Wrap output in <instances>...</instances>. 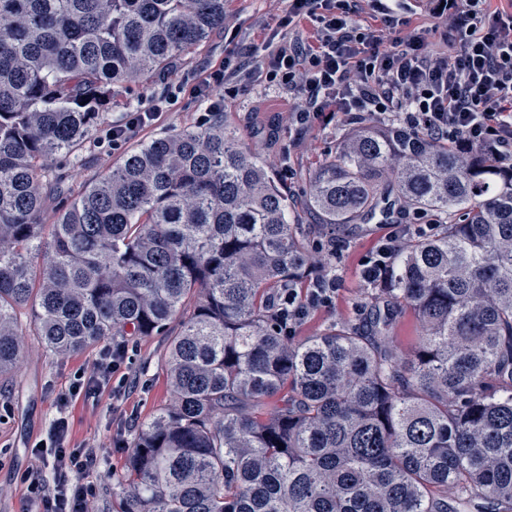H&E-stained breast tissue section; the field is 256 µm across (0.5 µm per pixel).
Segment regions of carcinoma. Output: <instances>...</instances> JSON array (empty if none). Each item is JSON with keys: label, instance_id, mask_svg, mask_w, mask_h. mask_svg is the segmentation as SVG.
Wrapping results in <instances>:
<instances>
[{"label": "carcinoma", "instance_id": "obj_1", "mask_svg": "<svg viewBox=\"0 0 512 512\" xmlns=\"http://www.w3.org/2000/svg\"><path fill=\"white\" fill-rule=\"evenodd\" d=\"M222 28L224 0H0V377L28 331L60 355L177 319L175 402L138 427L120 512H512V169L395 123L348 131L311 178L321 223L397 205L438 227L369 285V333L294 344L269 300L306 281L308 241L224 113L76 194L53 170ZM403 307L422 324L405 361Z\"/></svg>", "mask_w": 512, "mask_h": 512}]
</instances>
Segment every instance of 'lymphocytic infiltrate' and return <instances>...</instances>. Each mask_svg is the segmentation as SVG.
I'll use <instances>...</instances> for the list:
<instances>
[{
  "label": "lymphocytic infiltrate",
  "instance_id": "f902f5d3",
  "mask_svg": "<svg viewBox=\"0 0 512 512\" xmlns=\"http://www.w3.org/2000/svg\"><path fill=\"white\" fill-rule=\"evenodd\" d=\"M365 0H288L287 23H308L307 40L270 41L251 67L266 82L297 91L298 111L289 121L305 130L343 113L350 123L400 117L403 123L449 148L481 150L493 167H512V11H489L488 0H443L432 12L454 47L447 53L416 32L394 36L402 22L397 7H381L378 23L362 20ZM165 102L129 112L105 133L113 148L160 122ZM407 224L388 225L365 261L366 282L385 280L390 261L410 236ZM336 279L324 275L303 288H282L271 306L286 337L308 317L336 304ZM125 349L104 350L94 372L75 373L62 406L98 398L126 359ZM69 419L59 414L34 451L25 474L37 512H92L95 487L87 477L96 466L88 448L68 444ZM51 471L45 481L43 471Z\"/></svg>",
  "mask_w": 512,
  "mask_h": 512
}]
</instances>
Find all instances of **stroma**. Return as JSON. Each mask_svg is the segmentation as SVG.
Masks as SVG:
<instances>
[{
    "label": "stroma",
    "instance_id": "1",
    "mask_svg": "<svg viewBox=\"0 0 512 512\" xmlns=\"http://www.w3.org/2000/svg\"><path fill=\"white\" fill-rule=\"evenodd\" d=\"M286 0H224V12L236 31L214 33L204 47L180 60L170 73L132 84L112 99V108L82 154L80 163L59 162L73 191L118 161L122 153L104 141L105 129L122 121L127 112L148 106L152 100H167L168 111L151 135L171 134L199 124L210 103H218L225 117L236 125L245 146L283 185L295 203V215L310 226V240H318L313 216L303 202L314 172L334 151L337 139L350 129L344 116L318 122L299 132L285 117L294 111L297 94L288 88L263 82L257 76L241 79L237 94L225 95L216 88L211 97L195 95L207 72L224 59L248 52L262 54L269 38L288 41L298 31L285 25ZM382 226L370 222L356 228H337L343 240L342 253L327 265L338 278L336 306L313 313L299 329L298 338L323 332L332 325L363 328L369 321L372 299L361 277V262L374 251ZM26 350L15 376L0 378V512H30L32 503L22 476L31 466V450L45 438L58 411L57 396L68 388L77 369L92 371L101 346L61 356L48 351L37 337L24 339ZM115 344L128 351V372L138 384L125 400H113L120 378L112 376L109 387L93 401H78L69 408L70 443L88 446L97 454V466L88 479L96 488L95 512H118L112 484L127 470L130 443L138 424L152 418L174 401L166 375L164 354L167 335L118 336Z\"/></svg>",
    "mask_w": 512,
    "mask_h": 512
}]
</instances>
